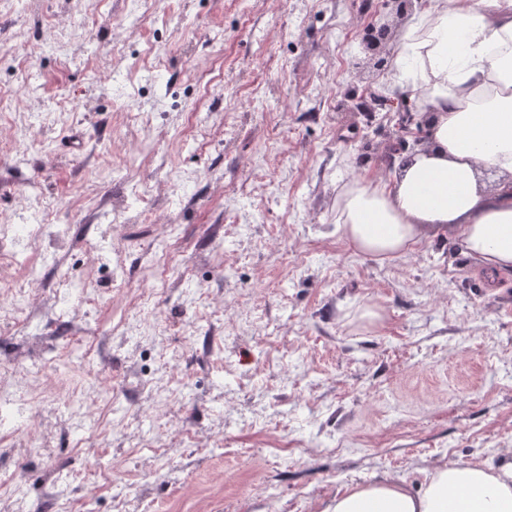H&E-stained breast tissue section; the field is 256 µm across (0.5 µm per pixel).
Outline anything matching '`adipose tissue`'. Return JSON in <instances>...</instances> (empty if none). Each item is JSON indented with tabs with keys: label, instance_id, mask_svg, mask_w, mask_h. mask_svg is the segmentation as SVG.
Returning <instances> with one entry per match:
<instances>
[{
	"label": "adipose tissue",
	"instance_id": "adipose-tissue-1",
	"mask_svg": "<svg viewBox=\"0 0 512 512\" xmlns=\"http://www.w3.org/2000/svg\"><path fill=\"white\" fill-rule=\"evenodd\" d=\"M396 68L431 107L430 144L397 174L344 186L337 231L383 260L423 228L452 229L482 267L512 269V0H428L402 32ZM323 512H512V461L444 465L415 489L349 486Z\"/></svg>",
	"mask_w": 512,
	"mask_h": 512
}]
</instances>
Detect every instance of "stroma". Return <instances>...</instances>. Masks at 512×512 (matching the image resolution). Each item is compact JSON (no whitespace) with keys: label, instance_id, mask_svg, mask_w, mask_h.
<instances>
[{"label":"stroma","instance_id":"stroma-1","mask_svg":"<svg viewBox=\"0 0 512 512\" xmlns=\"http://www.w3.org/2000/svg\"><path fill=\"white\" fill-rule=\"evenodd\" d=\"M128 15V0H0V87L25 103L0 107L17 127L0 222L37 182L72 239L38 272L68 289L43 335L69 336L73 312L85 325L15 434L112 377L98 423L16 460L41 512H322L356 483L512 459V270L488 279L451 231L380 262L335 227L342 186L404 162L385 159L388 114L348 102L394 71L361 53L365 28L396 40L404 19L384 0H146L117 36ZM128 111L154 115L141 162L121 160ZM132 189L149 213L112 233L105 199ZM159 224L180 227V289L142 309ZM87 238L117 278L82 264ZM126 315L138 329L85 359Z\"/></svg>","mask_w":512,"mask_h":512}]
</instances>
